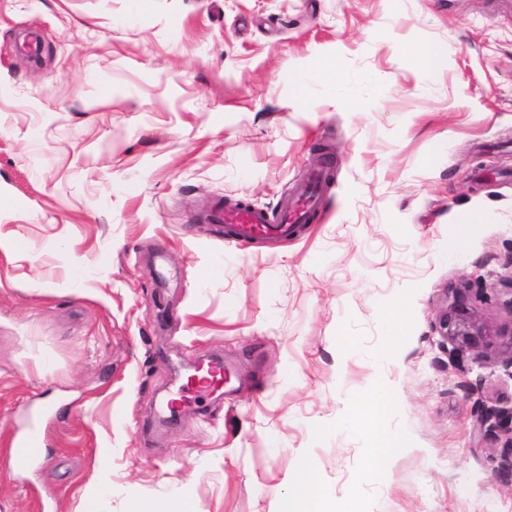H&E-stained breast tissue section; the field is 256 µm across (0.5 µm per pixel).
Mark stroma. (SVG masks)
<instances>
[{"label": "stroma", "mask_w": 512, "mask_h": 512, "mask_svg": "<svg viewBox=\"0 0 512 512\" xmlns=\"http://www.w3.org/2000/svg\"><path fill=\"white\" fill-rule=\"evenodd\" d=\"M433 42L425 71L406 48ZM321 59L343 94L298 95ZM326 145L296 236L206 222L274 211ZM457 288L491 348L438 336ZM210 357L224 390L159 415ZM372 388L405 439L377 480L372 435L338 424ZM481 405L512 408V0H0V512H78L106 448L101 512L183 489L198 512H297L306 457L363 512H512ZM44 439L40 431L30 427L14 437L13 457L20 468H26L42 456Z\"/></svg>", "instance_id": "35a3bbf8"}]
</instances>
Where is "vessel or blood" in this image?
Returning <instances> with one entry per match:
<instances>
[{"instance_id":"obj_1","label":"vessel or blood","mask_w":512,"mask_h":512,"mask_svg":"<svg viewBox=\"0 0 512 512\" xmlns=\"http://www.w3.org/2000/svg\"><path fill=\"white\" fill-rule=\"evenodd\" d=\"M320 177H312L303 188L287 198L278 209L277 217H270L267 211L239 205L227 208L214 205L207 218L210 223L223 224L230 229L234 238L245 241L254 237L281 239L293 235L300 225L309 223L320 208L322 200L319 195ZM224 387V366L220 363L207 362L199 365L194 374L188 377L180 389L177 398L168 400L166 411L188 405L203 392H217ZM44 439L40 431L25 429L12 441L13 457L19 467L25 468L42 455Z\"/></svg>"}]
</instances>
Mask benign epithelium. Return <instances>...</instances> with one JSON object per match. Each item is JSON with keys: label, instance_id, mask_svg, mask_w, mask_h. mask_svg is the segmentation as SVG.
Segmentation results:
<instances>
[{"label": "benign epithelium", "instance_id": "1", "mask_svg": "<svg viewBox=\"0 0 512 512\" xmlns=\"http://www.w3.org/2000/svg\"><path fill=\"white\" fill-rule=\"evenodd\" d=\"M436 330L460 351L486 347L495 336L491 327L467 306L460 290L455 292L453 302L440 312ZM477 414L479 433L500 432L506 436L505 446L512 449V410L481 407Z\"/></svg>", "mask_w": 512, "mask_h": 512}]
</instances>
